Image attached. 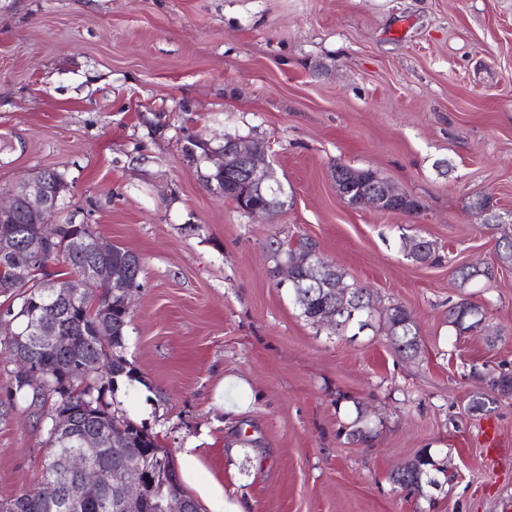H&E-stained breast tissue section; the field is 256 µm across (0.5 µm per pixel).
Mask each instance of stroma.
<instances>
[{
  "label": "stroma",
  "mask_w": 512,
  "mask_h": 512,
  "mask_svg": "<svg viewBox=\"0 0 512 512\" xmlns=\"http://www.w3.org/2000/svg\"><path fill=\"white\" fill-rule=\"evenodd\" d=\"M262 144L283 187L275 218L210 190L194 142ZM370 168L416 215L354 210L335 166ZM41 169L65 190L57 224H87L138 254L114 396L156 433L201 512H512V265L469 206L512 212V0H0V196ZM444 259L406 258L401 234ZM309 237L378 309L413 315L420 351L387 332L337 335L301 317L264 255ZM487 276L460 285L454 271ZM482 306L458 333L448 309ZM0 501L40 487L37 410L5 401ZM493 399L488 417L471 396ZM362 402L371 443L341 424ZM494 422L503 460L489 466ZM453 481L418 494L390 475L421 453Z\"/></svg>",
  "instance_id": "35a3bbf8"
}]
</instances>
